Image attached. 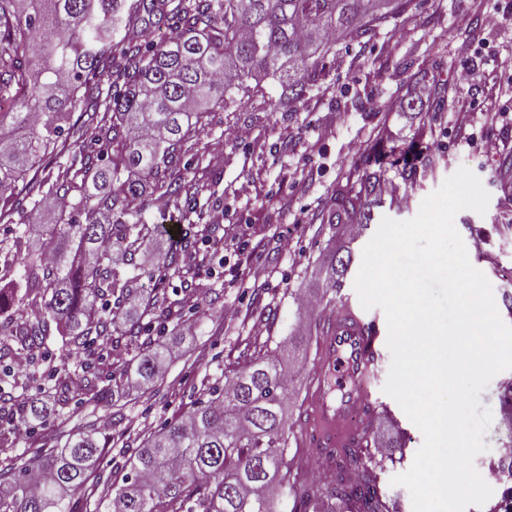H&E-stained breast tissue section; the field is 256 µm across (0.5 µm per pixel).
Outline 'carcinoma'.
<instances>
[{
  "label": "carcinoma",
  "instance_id": "carcinoma-1",
  "mask_svg": "<svg viewBox=\"0 0 512 512\" xmlns=\"http://www.w3.org/2000/svg\"><path fill=\"white\" fill-rule=\"evenodd\" d=\"M412 0H0V222L29 226L49 199L67 206L42 225L54 242L48 261L38 242L23 248L22 271L0 276V315L31 309L33 321L16 346L0 347V362L40 346L54 322L76 350L90 355L112 343V327L151 311L138 276L120 265L135 257L163 226L145 223L139 202L159 194L181 205L178 154L201 123V106H227L248 81L276 78L289 102L302 100L328 45L323 36H361L368 26L396 20ZM171 28L161 44L127 40L143 16ZM119 67L122 86L103 89ZM81 167L58 166L38 176L65 149ZM385 170L336 190L332 218L362 234L381 202ZM352 255L331 260L327 277L339 292ZM298 318L283 346L259 353L242 370L206 389L189 413L166 422L126 462L121 483L95 512H318L316 498L299 490L288 466L286 409L296 399L282 367V347L299 354ZM165 350L144 341L136 359L138 384L158 380ZM51 413L40 399L18 404L17 427ZM375 439L327 449L333 462L328 496L337 512H395L380 486L386 459L368 450ZM100 433L71 434L49 453L0 470V512H70L69 493L86 484L100 460Z\"/></svg>",
  "mask_w": 512,
  "mask_h": 512
}]
</instances>
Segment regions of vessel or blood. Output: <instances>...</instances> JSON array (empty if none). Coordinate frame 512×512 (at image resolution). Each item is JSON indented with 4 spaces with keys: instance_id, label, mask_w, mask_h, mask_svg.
I'll use <instances>...</instances> for the list:
<instances>
[{
    "instance_id": "vessel-or-blood-1",
    "label": "vessel or blood",
    "mask_w": 512,
    "mask_h": 512,
    "mask_svg": "<svg viewBox=\"0 0 512 512\" xmlns=\"http://www.w3.org/2000/svg\"><path fill=\"white\" fill-rule=\"evenodd\" d=\"M383 361L380 331L375 318L350 303L337 305L317 344L309 387L305 431L317 448H346L356 444V417L371 415L367 389ZM344 367L348 383L329 396L325 383L336 367Z\"/></svg>"
}]
</instances>
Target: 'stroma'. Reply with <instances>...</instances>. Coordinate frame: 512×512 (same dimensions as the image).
<instances>
[{"mask_svg":"<svg viewBox=\"0 0 512 512\" xmlns=\"http://www.w3.org/2000/svg\"><path fill=\"white\" fill-rule=\"evenodd\" d=\"M494 13L495 26L481 24V12ZM470 71L462 83L461 71ZM512 83V0H414L398 20L349 40L339 39L321 55L316 81L299 102H285L278 81L260 80L248 96L229 109L207 110L204 129L188 141L178 166L191 186L185 210L148 197L141 207L147 223L181 225L182 239L197 241L188 210H223L230 223L245 227L248 248L229 249L224 264L208 274L179 264L171 270L151 267L157 247L179 252L165 234L154 235L137 262L154 269L155 279L141 278L145 291L185 297L183 318L196 324L193 344L176 348L162 382L130 396L108 391L113 371L134 366L137 345L101 349L88 372L98 378L94 390H75L83 376L84 356L67 344L56 328L34 352L26 372L16 373L12 361L0 363V390L15 399H48L57 372L70 401L59 415L26 431H18L11 412L0 413V468L40 456L70 434L98 427L108 420L107 451L86 486L76 492L73 512H93L104 486L120 481L123 466L148 435L163 423L187 413L205 382L232 376L258 352L289 336L297 314L296 294L320 299L340 296L352 305L360 300L355 280L363 249L383 218L405 221L415 217L422 201L460 167L480 179L490 199L485 214L463 210L454 225L471 264L493 288L502 320L512 324V99L501 87ZM480 93L472 106L470 138H461L455 116L448 110L452 95H466L469 86ZM242 137H234V130ZM410 149L408 165H389L387 181L399 184L398 197H385L373 211L374 220L361 235L346 224L332 225L337 188L357 182L370 162L391 149ZM291 250L281 253L279 238ZM352 254L353 264L340 292L327 288L325 272L333 254ZM265 266L267 276L250 279L248 271ZM303 360H287L285 371L298 373L297 399L288 409L293 426L288 459L297 482L321 494L327 474H314L312 447L304 439L308 379L317 355L316 334L307 331ZM389 373L381 367L369 388L379 410L372 430L404 435L406 446L391 449L382 480L398 512H412L411 496L395 476L410 469L423 444L418 427L399 404L384 393ZM512 393V370L492 378L479 398L492 420L483 441L485 451L474 460L477 471L491 466L512 467V425L503 420V399Z\"/></svg>","mask_w":512,"mask_h":512,"instance_id":"1","label":"stroma"}]
</instances>
